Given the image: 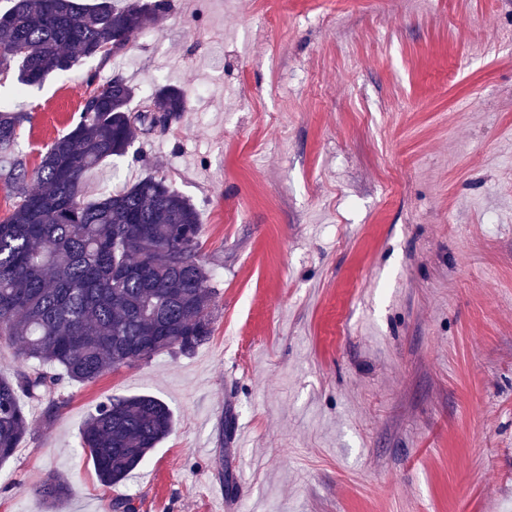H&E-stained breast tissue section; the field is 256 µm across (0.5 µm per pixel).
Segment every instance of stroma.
I'll use <instances>...</instances> for the list:
<instances>
[{
    "label": "stroma",
    "mask_w": 512,
    "mask_h": 512,
    "mask_svg": "<svg viewBox=\"0 0 512 512\" xmlns=\"http://www.w3.org/2000/svg\"><path fill=\"white\" fill-rule=\"evenodd\" d=\"M150 31L29 89L19 150L89 71L184 88L85 198L152 174L196 206L213 332L33 410L0 512L57 474L60 512H512V0H172ZM138 394L174 430L109 488L80 433Z\"/></svg>",
    "instance_id": "stroma-1"
}]
</instances>
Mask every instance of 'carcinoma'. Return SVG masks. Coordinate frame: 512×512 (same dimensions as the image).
<instances>
[{"mask_svg":"<svg viewBox=\"0 0 512 512\" xmlns=\"http://www.w3.org/2000/svg\"><path fill=\"white\" fill-rule=\"evenodd\" d=\"M171 0H11L0 11V82L22 95L83 59L107 64L131 47ZM121 42L104 52L108 44ZM88 88L70 130L55 138L33 171L13 157L28 114L0 101V179L17 201L0 217V340L22 369L0 377V463L30 434L26 407L56 413L66 383H93L107 370L159 353H189L212 334L210 270L199 254L197 208L162 177L147 176L93 203L87 173L127 155L135 132L167 127L188 111L184 90L163 86L130 104L137 89L122 75L85 76ZM174 416L148 395L110 396L81 432L100 481L117 487L173 429ZM70 492L51 476L40 487L55 504Z\"/></svg>","mask_w":512,"mask_h":512,"instance_id":"obj_1","label":"carcinoma"}]
</instances>
